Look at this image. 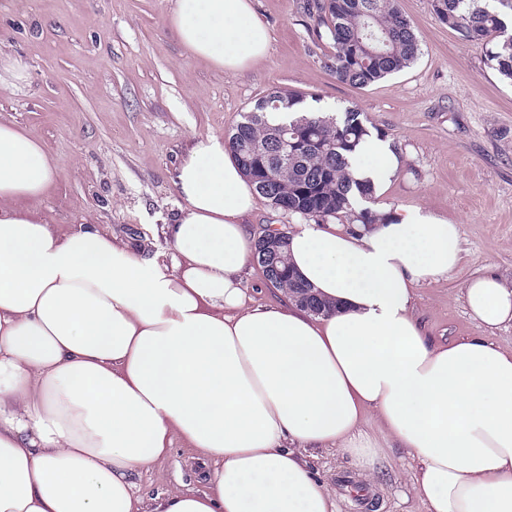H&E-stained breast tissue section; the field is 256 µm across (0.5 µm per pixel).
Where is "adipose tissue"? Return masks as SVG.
I'll list each match as a JSON object with an SVG mask.
<instances>
[{
    "mask_svg": "<svg viewBox=\"0 0 512 512\" xmlns=\"http://www.w3.org/2000/svg\"><path fill=\"white\" fill-rule=\"evenodd\" d=\"M167 22L220 71L268 52L251 0H174ZM350 163L378 188L399 166L374 136ZM60 173L0 120V512H338L309 451L372 477L386 444L413 458L427 512H512V349L490 338L512 323V282L465 283L467 339L434 340L414 315L415 288L460 261L456 225L420 207L294 225L289 264L331 306L315 315L249 302L254 190L223 135L195 134L176 168L170 261L43 221L28 203ZM179 441L213 462L206 487L144 501L135 475Z\"/></svg>",
    "mask_w": 512,
    "mask_h": 512,
    "instance_id": "1",
    "label": "adipose tissue"
}]
</instances>
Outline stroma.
<instances>
[{
  "mask_svg": "<svg viewBox=\"0 0 512 512\" xmlns=\"http://www.w3.org/2000/svg\"><path fill=\"white\" fill-rule=\"evenodd\" d=\"M420 45L410 67L363 89L337 82L332 53L314 33L307 0H253L270 43L264 59L223 72L192 57L171 35L173 0H0V59L26 67L14 92L0 93V119L42 141L62 172L30 204L66 231L106 224L168 251L163 225L179 213L173 177L194 134L228 135L275 89L301 92L329 112L355 108L398 149L399 171L378 209L421 207L458 225L462 260L446 278L416 288L414 310L434 339L477 334L460 290L495 269L512 279V85L481 45L436 18L432 0H398ZM198 449L176 444L136 476L143 497L178 485L201 488ZM313 465L338 512H426L412 489L405 450L385 449L378 486L351 459L319 452ZM366 488L370 504L353 497Z\"/></svg>",
  "mask_w": 512,
  "mask_h": 512,
  "instance_id": "obj_1",
  "label": "stroma"
}]
</instances>
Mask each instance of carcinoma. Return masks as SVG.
I'll list each match as a JSON object with an SVG mask.
<instances>
[{"instance_id":"obj_1","label":"carcinoma","mask_w":512,"mask_h":512,"mask_svg":"<svg viewBox=\"0 0 512 512\" xmlns=\"http://www.w3.org/2000/svg\"><path fill=\"white\" fill-rule=\"evenodd\" d=\"M437 19L487 48L502 79L512 82V0H432ZM317 36L333 48L328 68L339 82L366 88L409 67L419 45L398 0H313ZM301 94L279 89L242 115L225 139L255 192L271 207L318 222L379 224L375 190L357 181L350 157L369 136V119L355 108L340 114L304 112ZM267 279L293 297L305 285L290 274L286 250L271 263L254 253Z\"/></svg>"}]
</instances>
